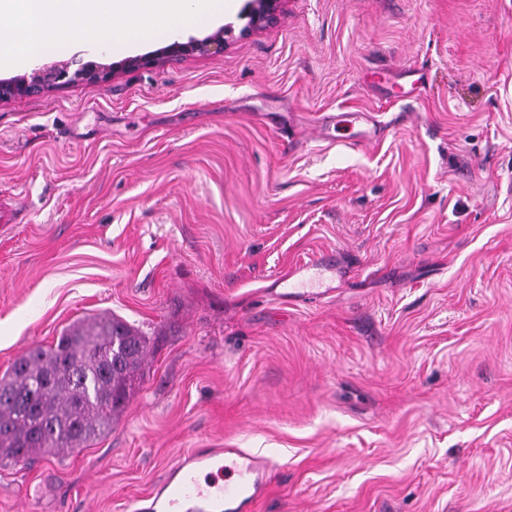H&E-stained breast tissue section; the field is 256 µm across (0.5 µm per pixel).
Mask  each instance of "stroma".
<instances>
[{
	"instance_id": "1",
	"label": "stroma",
	"mask_w": 512,
	"mask_h": 512,
	"mask_svg": "<svg viewBox=\"0 0 512 512\" xmlns=\"http://www.w3.org/2000/svg\"><path fill=\"white\" fill-rule=\"evenodd\" d=\"M245 3L0 70L119 67L0 100V374L95 314L147 339L108 432L0 461V512H131L194 448L268 456L261 512H512V0H285L244 37ZM228 28L220 29L202 40H190L187 43L174 42L164 49L156 52V60L179 56L189 52H204L211 49L220 51L224 49V37L228 34Z\"/></svg>"
}]
</instances>
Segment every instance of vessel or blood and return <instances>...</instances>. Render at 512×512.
I'll return each mask as SVG.
<instances>
[{
  "label": "vessel or blood",
  "instance_id": "vessel-or-blood-1",
  "mask_svg": "<svg viewBox=\"0 0 512 512\" xmlns=\"http://www.w3.org/2000/svg\"><path fill=\"white\" fill-rule=\"evenodd\" d=\"M207 453L186 454L150 497L132 512H257L269 486L270 461L241 448L224 451L225 483L201 482Z\"/></svg>",
  "mask_w": 512,
  "mask_h": 512
}]
</instances>
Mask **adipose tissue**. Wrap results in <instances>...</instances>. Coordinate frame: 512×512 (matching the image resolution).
<instances>
[{
    "instance_id": "adipose-tissue-1",
    "label": "adipose tissue",
    "mask_w": 512,
    "mask_h": 512,
    "mask_svg": "<svg viewBox=\"0 0 512 512\" xmlns=\"http://www.w3.org/2000/svg\"><path fill=\"white\" fill-rule=\"evenodd\" d=\"M225 7V0H0V16L11 18L0 26V67L23 66L88 30L126 45L142 31L223 17Z\"/></svg>"
}]
</instances>
